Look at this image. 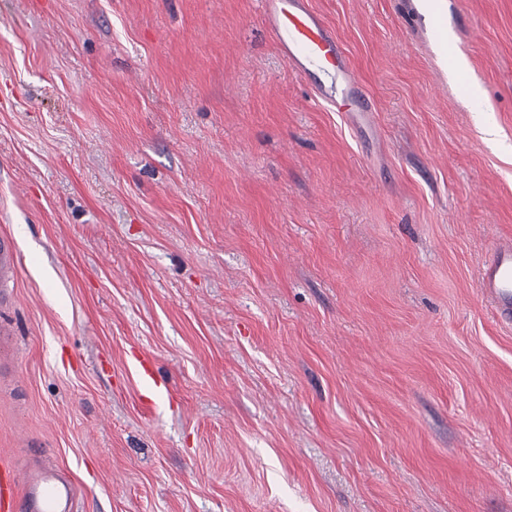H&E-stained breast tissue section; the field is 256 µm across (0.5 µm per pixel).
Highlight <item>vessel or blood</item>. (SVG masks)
<instances>
[{"label":"vessel or blood","instance_id":"obj_1","mask_svg":"<svg viewBox=\"0 0 512 512\" xmlns=\"http://www.w3.org/2000/svg\"><path fill=\"white\" fill-rule=\"evenodd\" d=\"M262 9L265 25L292 69L331 76V84L319 88L324 102L341 110L353 101L358 112H370L371 104L349 59L306 0H262ZM17 261L14 239L0 235V282L14 273ZM479 285L500 315L512 316L511 246L493 245ZM0 512H75L74 493L71 487L59 485L53 468L38 466L22 473L13 457L2 454Z\"/></svg>","mask_w":512,"mask_h":512}]
</instances>
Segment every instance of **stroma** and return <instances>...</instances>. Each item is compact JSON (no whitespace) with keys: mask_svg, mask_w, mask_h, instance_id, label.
<instances>
[{"mask_svg":"<svg viewBox=\"0 0 512 512\" xmlns=\"http://www.w3.org/2000/svg\"><path fill=\"white\" fill-rule=\"evenodd\" d=\"M308 2L366 122L258 0H0V454L76 512H512V0ZM261 2L265 25L290 67L300 73L318 71L332 76L330 85L319 87L324 102L341 112L354 101L356 112H372L366 92L334 33L305 0ZM17 261L18 252L14 239L6 234L0 235V282L14 273ZM479 291L490 299L501 316H512V247L494 244L484 265Z\"/></svg>","mask_w":512,"mask_h":512,"instance_id":"1","label":"stroma"}]
</instances>
